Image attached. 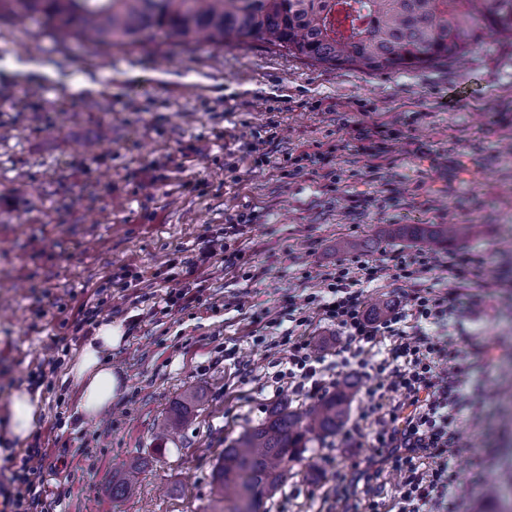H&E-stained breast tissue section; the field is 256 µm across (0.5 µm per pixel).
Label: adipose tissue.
<instances>
[{
    "instance_id": "obj_1",
    "label": "adipose tissue",
    "mask_w": 512,
    "mask_h": 512,
    "mask_svg": "<svg viewBox=\"0 0 512 512\" xmlns=\"http://www.w3.org/2000/svg\"><path fill=\"white\" fill-rule=\"evenodd\" d=\"M124 339L121 326L106 321L81 349L67 376L80 391L78 410L87 417L107 412L124 392L123 378L108 365L106 356ZM42 411L39 395L21 388L12 391L6 410L0 412V442L25 441L37 428Z\"/></svg>"
}]
</instances>
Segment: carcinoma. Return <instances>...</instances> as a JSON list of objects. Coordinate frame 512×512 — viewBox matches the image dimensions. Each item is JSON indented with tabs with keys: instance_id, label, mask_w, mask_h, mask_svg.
<instances>
[{
	"instance_id": "cac0c4a2",
	"label": "carcinoma",
	"mask_w": 512,
	"mask_h": 512,
	"mask_svg": "<svg viewBox=\"0 0 512 512\" xmlns=\"http://www.w3.org/2000/svg\"><path fill=\"white\" fill-rule=\"evenodd\" d=\"M20 14L44 16L57 41L77 42L90 55L146 44L165 29L225 44L257 38L314 63L368 73L460 58L487 31L512 39V0H0V20ZM408 232L448 240L441 224ZM354 388L347 380L304 410L275 404L230 440L211 474L212 512H262L308 443L341 430ZM196 402L184 393L167 426L183 425Z\"/></svg>"
}]
</instances>
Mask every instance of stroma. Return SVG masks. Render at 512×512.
<instances>
[{
    "label": "stroma",
    "mask_w": 512,
    "mask_h": 512,
    "mask_svg": "<svg viewBox=\"0 0 512 512\" xmlns=\"http://www.w3.org/2000/svg\"><path fill=\"white\" fill-rule=\"evenodd\" d=\"M267 129L260 162L251 146ZM375 129L385 148L373 155L364 135ZM303 151L331 162L289 175ZM249 211L254 223L238 224ZM405 224L469 231L428 243L400 236ZM344 239L368 247L344 251ZM466 252L486 258V285L461 291L467 335L445 332L488 399L459 431L456 463L471 479L457 493L464 512H495L489 489L512 488V47L490 35L461 61L368 74L259 39L219 46L165 30L92 57L56 42L43 18L13 17L0 24V411L34 384L44 413L27 442L0 447V482L36 447L33 512H209L225 443L277 402L309 404L278 376L293 320L335 361L340 338L314 302L329 274L378 266L370 310L454 288L450 267ZM401 256L437 264L396 280ZM191 281L198 301L162 313L160 298ZM97 304L124 330L108 362L126 384L99 420L77 413L66 377L96 334L83 312ZM339 377L359 383L345 421L357 435L310 443L264 512H361L370 495L391 512L388 465L336 496L339 475L374 457L388 404L357 366ZM187 391L200 400L183 431L158 441ZM136 460L135 490L113 495Z\"/></svg>",
    "instance_id": "obj_1"
}]
</instances>
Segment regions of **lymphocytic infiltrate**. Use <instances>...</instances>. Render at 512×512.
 I'll return each mask as SVG.
<instances>
[{"label": "lymphocytic infiltrate", "instance_id": "lymphocytic-infiltrate-1", "mask_svg": "<svg viewBox=\"0 0 512 512\" xmlns=\"http://www.w3.org/2000/svg\"><path fill=\"white\" fill-rule=\"evenodd\" d=\"M318 308L343 338L337 356L356 358L365 347L391 342L375 370L388 374L383 390L395 394L396 402L376 429L374 445L385 451L400 476L397 512H459L456 417L471 401L465 392L469 367L466 353L434 330L448 322L462 325L467 311L460 294L420 289L404 306L372 319L362 291L343 267ZM287 364L298 395L319 399L335 386L326 379L325 359L314 352L309 337L289 336ZM41 455V449H28L27 465L13 472L12 489L1 499L10 512H29L35 505L40 483L31 462Z\"/></svg>", "mask_w": 512, "mask_h": 512}]
</instances>
